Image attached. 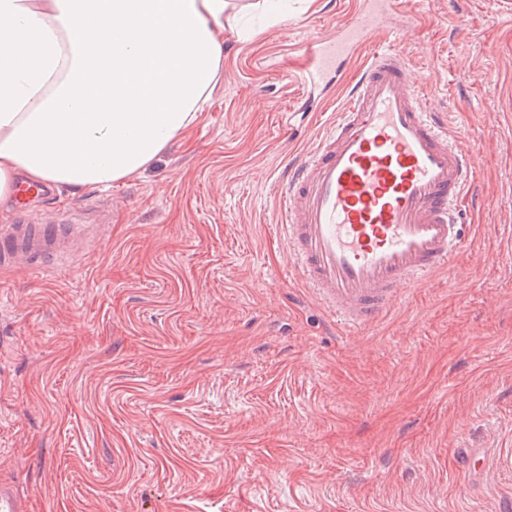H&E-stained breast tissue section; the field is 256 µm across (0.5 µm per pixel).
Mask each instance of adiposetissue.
<instances>
[{
	"label": "adipose tissue",
	"mask_w": 512,
	"mask_h": 512,
	"mask_svg": "<svg viewBox=\"0 0 512 512\" xmlns=\"http://www.w3.org/2000/svg\"><path fill=\"white\" fill-rule=\"evenodd\" d=\"M250 9L277 0H0V202L18 177L111 187L200 117Z\"/></svg>",
	"instance_id": "1"
}]
</instances>
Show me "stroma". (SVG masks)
Instances as JSON below:
<instances>
[{
    "label": "stroma",
    "instance_id": "1",
    "mask_svg": "<svg viewBox=\"0 0 512 512\" xmlns=\"http://www.w3.org/2000/svg\"><path fill=\"white\" fill-rule=\"evenodd\" d=\"M351 0H288L224 44L206 110L146 171L60 188L68 270L0 271V478L31 512H497L512 497V12L404 0L396 49L476 149L469 239L345 334L295 278L267 192L339 106L285 51ZM58 205V206H59ZM484 448L481 478L455 451Z\"/></svg>",
    "mask_w": 512,
    "mask_h": 512
}]
</instances>
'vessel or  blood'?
I'll return each instance as SVG.
<instances>
[{"label":"vessel or blood","instance_id":"1","mask_svg":"<svg viewBox=\"0 0 512 512\" xmlns=\"http://www.w3.org/2000/svg\"><path fill=\"white\" fill-rule=\"evenodd\" d=\"M398 0H360L349 18L303 45L302 89L332 84L375 35L394 32ZM475 150L453 142L448 124L425 111L411 67L380 47L358 67L339 112L273 192L279 228L301 279L352 327L402 302L411 283L446 266L465 238L461 206L471 194ZM19 183L18 221L0 226V270L66 267L92 237L90 224H34L27 204L52 197ZM486 452L461 449L459 468L479 473ZM27 496L0 478V512H29Z\"/></svg>","mask_w":512,"mask_h":512}]
</instances>
